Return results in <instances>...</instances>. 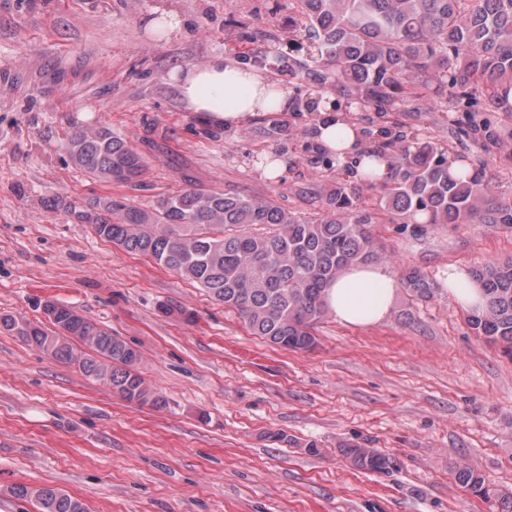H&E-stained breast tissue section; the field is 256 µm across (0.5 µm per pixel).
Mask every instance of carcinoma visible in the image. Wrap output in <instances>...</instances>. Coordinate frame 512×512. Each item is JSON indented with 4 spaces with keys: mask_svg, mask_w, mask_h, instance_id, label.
I'll use <instances>...</instances> for the list:
<instances>
[{
    "mask_svg": "<svg viewBox=\"0 0 512 512\" xmlns=\"http://www.w3.org/2000/svg\"><path fill=\"white\" fill-rule=\"evenodd\" d=\"M291 26L305 32L318 64L309 68L289 51L276 57L278 71L302 70L319 86L333 85L347 107L389 119L395 112H482L487 103L504 112L512 100V0H298ZM377 150L389 166L378 177L371 156L363 175L375 202L367 207L351 183L338 177L319 191L322 214L305 219L274 200L192 187L141 209L110 195L87 203L65 196L47 207L76 224H88L101 240L196 283L216 302L236 310L248 331L293 351L315 346L314 326L326 315L325 289L344 268L375 259L369 224H504L512 227V200L468 166L450 170L435 144L410 135L399 122ZM63 145L73 165L106 183L139 185L143 153L98 121L75 128ZM484 305L466 315L470 329L512 353V258L472 272ZM421 299L436 289L416 271L403 279ZM95 334L87 343L78 329ZM0 330L78 365L125 401L154 408L166 399L137 371L140 354L84 316L67 333L50 331L12 315H0ZM354 467L383 471L390 461L373 448L349 445ZM456 481L512 512V493L501 494L468 466ZM35 512H86L82 502L57 488L48 497L12 488Z\"/></svg>",
    "mask_w": 512,
    "mask_h": 512,
    "instance_id": "obj_1",
    "label": "carcinoma"
}]
</instances>
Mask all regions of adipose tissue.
<instances>
[{
  "label": "adipose tissue",
  "mask_w": 512,
  "mask_h": 512,
  "mask_svg": "<svg viewBox=\"0 0 512 512\" xmlns=\"http://www.w3.org/2000/svg\"><path fill=\"white\" fill-rule=\"evenodd\" d=\"M169 80L191 111L221 127H242L255 113L288 108V94L277 84L258 70L227 62L220 54L204 64L171 72ZM317 130L328 152L343 158L355 153L360 133L356 126L337 120L335 113H323ZM397 289V279L384 267L351 266L327 287L326 305L340 322L368 326L387 316Z\"/></svg>",
  "instance_id": "1"
}]
</instances>
